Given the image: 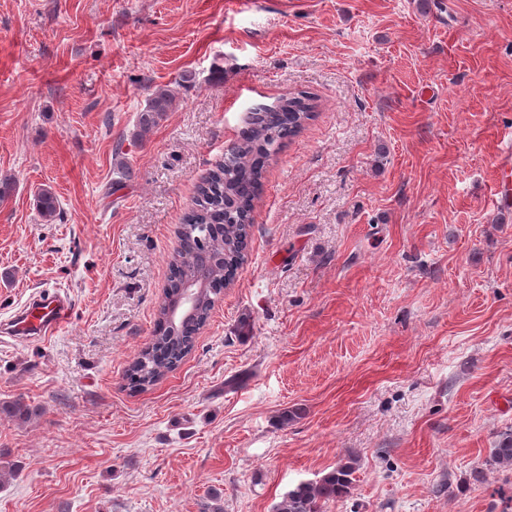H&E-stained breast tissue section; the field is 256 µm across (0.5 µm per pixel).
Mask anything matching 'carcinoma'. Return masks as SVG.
<instances>
[{
  "mask_svg": "<svg viewBox=\"0 0 512 512\" xmlns=\"http://www.w3.org/2000/svg\"><path fill=\"white\" fill-rule=\"evenodd\" d=\"M174 101L171 90H155L139 117L141 134H146ZM315 108L314 99L300 92L272 108L254 112L237 142L224 153V160L200 177L193 205L184 217L180 248L170 260L171 279L177 283L196 279L194 259L203 247L220 262L207 276L194 319L173 327L166 320L164 305H159L151 342L126 370L130 389L144 391L154 386L192 351L198 331L224 292V282L236 276L244 261L253 203L271 160L301 132ZM38 207L44 220L51 222L57 214V198L45 189L38 196ZM489 463L503 472L512 471V431L499 435ZM355 465L356 459L348 458L321 478L296 484L273 505L272 512H324L328 502L350 492Z\"/></svg>",
  "mask_w": 512,
  "mask_h": 512,
  "instance_id": "obj_1",
  "label": "carcinoma"
}]
</instances>
